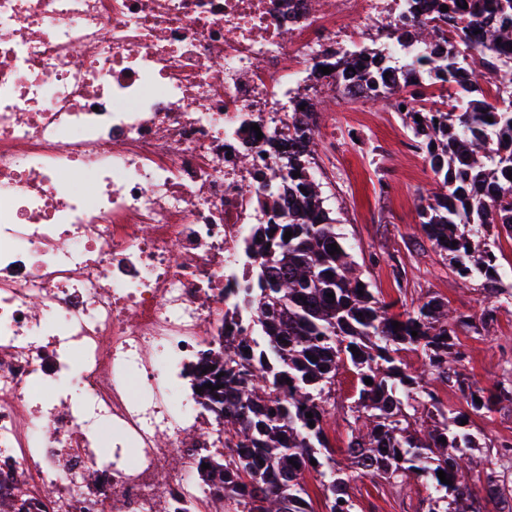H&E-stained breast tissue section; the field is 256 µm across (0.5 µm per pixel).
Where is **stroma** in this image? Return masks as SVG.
<instances>
[{
	"label": "stroma",
	"mask_w": 512,
	"mask_h": 512,
	"mask_svg": "<svg viewBox=\"0 0 512 512\" xmlns=\"http://www.w3.org/2000/svg\"><path fill=\"white\" fill-rule=\"evenodd\" d=\"M321 143L315 155L324 207L337 233L364 278L381 298L413 309L429 297L446 299L457 313L473 317L474 328L458 341L466 353L460 370L478 386L495 391L512 385V240L484 227L479 240L492 245L497 257V279L503 293L494 322L481 323L486 304L483 279L461 283L448 257L424 236L417 205L435 189L434 176L423 154L396 113L365 105L360 112H344L334 93L320 96ZM358 379L349 369L336 378V420L326 428L340 465H347L349 428L344 415L357 393ZM468 429L480 447L470 460L469 482L482 493L488 475L512 488V404L468 418ZM350 493L359 512H424L428 496L421 483L401 486L383 479L352 477Z\"/></svg>",
	"instance_id": "35a3bbf8"
}]
</instances>
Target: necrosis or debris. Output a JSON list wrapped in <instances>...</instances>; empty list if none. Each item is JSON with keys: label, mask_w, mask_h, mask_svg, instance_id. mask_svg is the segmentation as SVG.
<instances>
[{"label": "necrosis or debris", "mask_w": 512, "mask_h": 512, "mask_svg": "<svg viewBox=\"0 0 512 512\" xmlns=\"http://www.w3.org/2000/svg\"><path fill=\"white\" fill-rule=\"evenodd\" d=\"M404 0H0V497L20 512H236L219 406L270 144L313 87L374 96L352 21ZM349 68L331 71V53ZM387 101L462 83L405 73ZM110 435L111 451L99 439Z\"/></svg>", "instance_id": "1"}]
</instances>
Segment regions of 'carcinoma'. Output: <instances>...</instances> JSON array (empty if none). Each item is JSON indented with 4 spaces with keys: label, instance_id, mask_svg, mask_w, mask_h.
Here are the masks:
<instances>
[{
    "label": "carcinoma",
    "instance_id": "carcinoma-1",
    "mask_svg": "<svg viewBox=\"0 0 512 512\" xmlns=\"http://www.w3.org/2000/svg\"><path fill=\"white\" fill-rule=\"evenodd\" d=\"M414 2H407L406 15L414 40L427 45L441 38L448 53L429 61L408 57L403 68L428 63L450 74H469L467 86L449 95L445 107L426 112L422 121L415 119L417 108H425L419 102L400 113L440 187L431 202L419 207V224L429 241L451 255L462 281L485 279L491 301L482 320L491 321L498 310L493 298L503 294L497 286V256L474 242L465 228L495 224L512 238V104L479 109L468 106L467 99L482 94L480 79L487 74L498 85H512V65L499 59L501 51L512 47V0H472L465 12L450 2L441 16L424 19ZM473 28L481 32L477 43L470 42ZM312 116L300 113L288 133L273 138L288 171V199L277 214L281 223L266 229L255 287L244 298L253 327L248 336L224 337V376L203 379L214 387L224 385L222 476L231 477L224 496L239 497L242 512H295L296 503L312 512L305 483L310 469L320 478L329 512H357L349 493L351 475L336 466L326 434L336 415L330 403L336 376L348 367L360 388L345 418L347 453L364 456L367 464L360 474L402 485L422 481L428 473L432 493L425 512H482L463 473L478 447L475 435L440 406L430 386L436 381L456 385L475 415L512 402V389L503 386L486 396L461 378L458 367L465 354L457 336L471 327V320L451 314L448 302L431 297L410 311L394 313L362 279L323 208L320 183L311 178ZM287 231L292 232L288 240ZM333 243L340 253L329 254ZM408 347L424 357V369L416 375L395 365L394 354ZM244 348L253 349L255 364L238 360ZM267 355L281 363V377H270ZM367 378L373 384H365ZM308 413L313 417L307 418ZM440 470L451 483L441 482Z\"/></svg>",
    "mask_w": 512,
    "mask_h": 512
}]
</instances>
